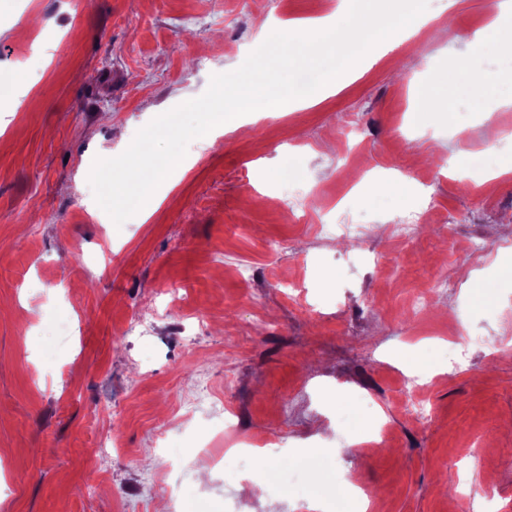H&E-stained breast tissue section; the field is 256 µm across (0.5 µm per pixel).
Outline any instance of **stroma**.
Listing matches in <instances>:
<instances>
[{
    "label": "stroma",
    "instance_id": "1",
    "mask_svg": "<svg viewBox=\"0 0 512 512\" xmlns=\"http://www.w3.org/2000/svg\"><path fill=\"white\" fill-rule=\"evenodd\" d=\"M335 2L0 0V75L20 69L23 46L36 57L0 94V512H337L324 485L348 474L376 512H459L457 472L470 512H512V359L492 360L487 342L512 337V280L482 267L468 295L472 267L442 231L454 225L461 247L512 249V174L487 182L415 95L420 84L451 94L469 150L494 142L491 165L512 160L500 141L512 68L493 70L497 90L477 106L447 80L465 72L489 0H429L418 48L401 45L305 111L252 112L214 144L191 141L153 193L150 223L115 225L88 186L96 157L240 67L261 20ZM349 124L364 138L339 141ZM293 167L302 184H289ZM391 172L415 188L411 204L373 188ZM420 211L419 234L396 239L389 217ZM334 216L361 237L324 235ZM355 250L359 268L345 258ZM241 265L252 281L238 280ZM414 288L431 291L427 309L409 302ZM135 312L153 332L123 335ZM65 320L72 335L45 354L32 333ZM452 322L471 343L428 349L407 401L413 345ZM215 403L239 435L318 462L306 496L271 487L260 501L219 469L198 482ZM381 420L387 447L341 454ZM107 434L118 445L105 455Z\"/></svg>",
    "mask_w": 512,
    "mask_h": 512
}]
</instances>
